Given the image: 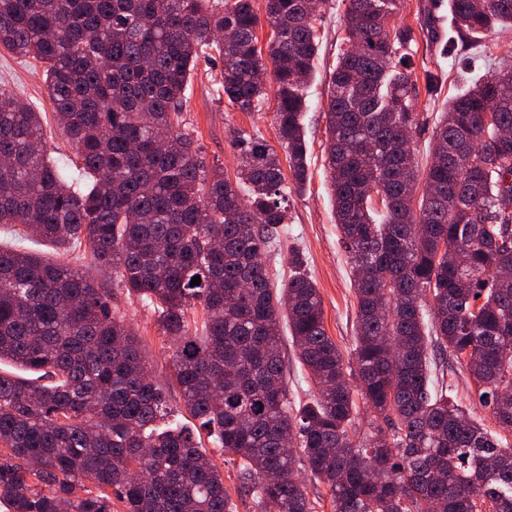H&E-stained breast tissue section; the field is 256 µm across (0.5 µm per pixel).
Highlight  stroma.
<instances>
[{
  "instance_id": "1",
  "label": "stroma",
  "mask_w": 512,
  "mask_h": 512,
  "mask_svg": "<svg viewBox=\"0 0 512 512\" xmlns=\"http://www.w3.org/2000/svg\"><path fill=\"white\" fill-rule=\"evenodd\" d=\"M343 14L342 0H329L319 14L320 50L308 88L309 109L304 117L309 178L304 189H289L290 221L284 246L276 257L267 258L266 263L273 274L283 277L288 273L291 254L300 253L322 298L325 329L342 352L348 354L355 341L353 279L349 259L336 229L323 167L328 79L336 56L344 47ZM431 14L437 18L439 34L451 35L448 0H401V8L393 22L395 26L411 28L414 33L411 62L416 76L418 109L436 115L441 112L444 101L463 89L472 78L485 75L502 58L512 59V29L496 31L484 38L482 46L463 50V62L455 66L450 59L440 56L438 48L427 38L426 21ZM220 68V63L213 60L198 62L186 91L184 117L207 162L221 164L225 173L230 174L236 166L237 131L257 133L269 144H276L272 122L275 102L267 100L257 112H241L229 106L226 99L219 97L214 82ZM0 90L16 95L42 114L44 134L52 149V157L66 165L70 174H77L78 161L57 126L42 64L31 58L0 52ZM0 244L68 263L111 289L112 309L123 316L136 332L154 381L164 385L168 391L170 409L180 422L194 426V419L185 410L182 393L171 377L170 338L162 334L148 306L128 296L122 289L113 287L111 272L96 268L88 246L60 253L52 246L20 238L13 227L3 224H0Z\"/></svg>"
}]
</instances>
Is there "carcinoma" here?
<instances>
[{
  "instance_id": "obj_1",
  "label": "carcinoma",
  "mask_w": 512,
  "mask_h": 512,
  "mask_svg": "<svg viewBox=\"0 0 512 512\" xmlns=\"http://www.w3.org/2000/svg\"><path fill=\"white\" fill-rule=\"evenodd\" d=\"M325 0H0V47L44 64L83 183L51 158L41 113L0 91V224L95 265L153 307L173 340L189 414L256 512H315L296 462L334 512H512V65L449 98L429 162L403 149L420 125L412 30L400 0H342L347 49L329 73L325 170L353 269L355 347L344 361L296 254L277 285L286 177L308 180L301 116ZM457 36L512 25V0H449ZM271 29L257 46L260 19ZM221 62L227 103L261 109L288 161L241 133L234 178L209 165L183 102L199 59ZM168 143L157 146L160 134ZM200 276L198 285L192 278ZM202 307L201 326L188 311ZM315 392L288 396L280 320ZM465 369L488 429L431 385L436 355ZM0 503L8 512H236L195 432L156 423L167 394L108 289L69 265L0 247ZM372 416L359 428L354 390ZM295 451L283 447L282 440ZM91 483L97 492L78 489Z\"/></svg>"
}]
</instances>
